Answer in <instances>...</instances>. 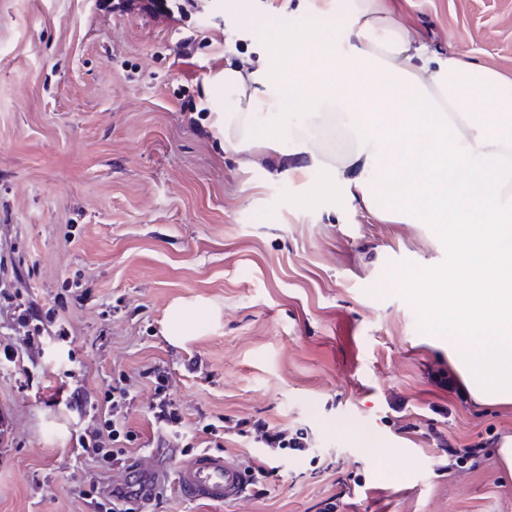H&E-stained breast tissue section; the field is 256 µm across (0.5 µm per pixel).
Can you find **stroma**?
Returning a JSON list of instances; mask_svg holds the SVG:
<instances>
[{"instance_id": "35a3bbf8", "label": "stroma", "mask_w": 512, "mask_h": 512, "mask_svg": "<svg viewBox=\"0 0 512 512\" xmlns=\"http://www.w3.org/2000/svg\"><path fill=\"white\" fill-rule=\"evenodd\" d=\"M195 0L184 15L121 13L100 0H0V289L51 308L62 283L89 293L69 334L28 341L0 310V512H95L81 492L118 472L80 465L73 436L116 380L149 435L148 368H164L189 420L262 418L306 429L307 454L278 460L263 499L189 501L179 447L132 444L168 491L136 512H512V403L485 404L448 356L438 288L462 282L433 224L385 221L291 140L239 153L210 129L205 81L257 58L265 36L310 19L316 0ZM433 49L512 76V0H390ZM204 43L183 56L188 35ZM207 308L183 343L170 306ZM485 443L477 467L446 469L436 435Z\"/></svg>"}]
</instances>
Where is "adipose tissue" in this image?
Segmentation results:
<instances>
[{
    "label": "adipose tissue",
    "instance_id": "obj_1",
    "mask_svg": "<svg viewBox=\"0 0 512 512\" xmlns=\"http://www.w3.org/2000/svg\"><path fill=\"white\" fill-rule=\"evenodd\" d=\"M211 128L251 152L282 138L314 152L332 131L366 208L408 224H451L471 287L445 288L448 348L482 399L512 402V78L455 51L440 53L395 18L389 0H333L305 24L264 40L260 65L241 61L206 88ZM285 112L305 116L282 128Z\"/></svg>",
    "mask_w": 512,
    "mask_h": 512
}]
</instances>
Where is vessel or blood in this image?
<instances>
[{"label": "vessel or blood", "instance_id": "obj_1", "mask_svg": "<svg viewBox=\"0 0 512 512\" xmlns=\"http://www.w3.org/2000/svg\"><path fill=\"white\" fill-rule=\"evenodd\" d=\"M160 477L159 467L135 465L129 472L128 485L144 497L153 493ZM177 483L186 499L224 503L243 496L247 475L234 460L203 450L179 467Z\"/></svg>", "mask_w": 512, "mask_h": 512}]
</instances>
